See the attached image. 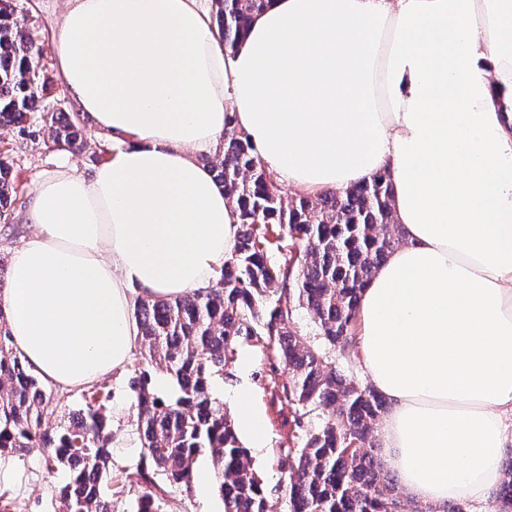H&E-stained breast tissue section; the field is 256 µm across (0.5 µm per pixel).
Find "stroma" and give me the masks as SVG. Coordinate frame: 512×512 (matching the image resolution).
<instances>
[{"instance_id": "stroma-1", "label": "stroma", "mask_w": 512, "mask_h": 512, "mask_svg": "<svg viewBox=\"0 0 512 512\" xmlns=\"http://www.w3.org/2000/svg\"><path fill=\"white\" fill-rule=\"evenodd\" d=\"M35 17L30 33L35 42L55 45L59 32V17L65 0H23ZM0 160L8 162L14 176L23 188L18 200L5 216L0 217V259L10 257L12 248L18 245L34 225L25 223L24 211L32 197L36 179L68 162L81 169L97 166L101 162L93 149L81 154L57 150L45 146L42 141L22 135L17 129L0 127ZM236 354L246 357V365L231 363L223 381L214 386V394L223 407H230V397L235 389L247 387L252 399L261 406L265 417L267 444L251 450L250 455L256 472L264 480L269 491L270 512H284L288 497V480L278 465V451L288 435L285 418L280 415L266 382L272 364L253 340L240 338ZM132 368L109 377L112 391L109 403L112 433V512H135L136 501L142 487L132 483L131 476L137 469L149 466L150 460L140 446L135 421V395L129 386ZM65 470H47L44 454L34 448L23 456L0 457V492L9 493L23 504L24 512H58V490L66 483ZM224 505L217 487L201 493L197 485L173 487L168 493L167 512H223Z\"/></svg>"}]
</instances>
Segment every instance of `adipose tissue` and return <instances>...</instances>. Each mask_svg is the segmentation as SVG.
<instances>
[{
  "label": "adipose tissue",
  "mask_w": 512,
  "mask_h": 512,
  "mask_svg": "<svg viewBox=\"0 0 512 512\" xmlns=\"http://www.w3.org/2000/svg\"><path fill=\"white\" fill-rule=\"evenodd\" d=\"M231 51L206 0H66L63 91L117 149L40 177L0 309L47 385L121 372L132 297L211 285L238 223L211 169L226 118L286 187L389 172L405 241L363 289L352 349L415 502L494 512L512 447V0H267ZM251 448L264 416L233 396Z\"/></svg>",
  "instance_id": "ef3b65f1"
}]
</instances>
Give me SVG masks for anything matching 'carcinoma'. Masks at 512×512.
Listing matches in <instances>:
<instances>
[{
    "label": "carcinoma",
    "instance_id": "obj_1",
    "mask_svg": "<svg viewBox=\"0 0 512 512\" xmlns=\"http://www.w3.org/2000/svg\"><path fill=\"white\" fill-rule=\"evenodd\" d=\"M219 41L234 49L266 0H214ZM32 15L17 0H0V126L42 136L58 150L81 151L90 135L80 113H39L48 79L39 66L44 47L30 35ZM239 222L232 257L207 288L169 299H139L142 368L132 378L137 433L154 470L140 468L148 488L136 512H164L171 486L189 487L203 452L213 461L224 512H269L268 494L239 440L232 416L213 396L215 380L233 359L241 336L252 337L283 366L288 379L269 378L272 394L291 414V433L278 464L288 474L287 512H407L399 486L373 453L384 398L337 365L356 336L361 291L388 254L404 241L392 210L387 174L346 189L292 196L259 156L248 134L227 117L214 157H205ZM19 194L0 161V216ZM309 316L322 340L302 337L297 318ZM166 372L176 397L151 385L148 367ZM106 382L83 394L85 408L57 425L44 415L63 405L14 349L0 308V456L46 449L49 469L62 468L61 512H112L103 490L112 462ZM332 413L316 428L311 413ZM497 512H512V464L493 492Z\"/></svg>",
    "mask_w": 512,
    "mask_h": 512
}]
</instances>
